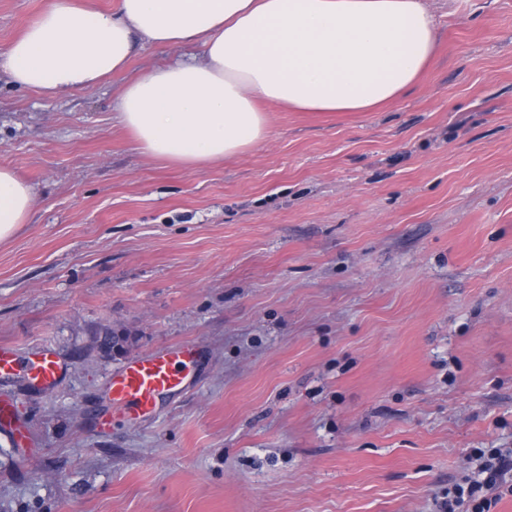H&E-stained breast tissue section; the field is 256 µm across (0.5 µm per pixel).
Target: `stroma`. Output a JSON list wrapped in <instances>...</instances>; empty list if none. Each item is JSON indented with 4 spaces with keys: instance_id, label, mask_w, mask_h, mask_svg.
Listing matches in <instances>:
<instances>
[{
    "instance_id": "35a3bbf8",
    "label": "stroma",
    "mask_w": 512,
    "mask_h": 512,
    "mask_svg": "<svg viewBox=\"0 0 512 512\" xmlns=\"http://www.w3.org/2000/svg\"><path fill=\"white\" fill-rule=\"evenodd\" d=\"M49 2L0 0V53ZM428 2L405 94L268 107L203 169L113 109L174 51L74 93L0 72V165L34 194L0 243V346L61 367L0 379L24 434L0 427V512H434L473 449L512 448V0ZM183 343V390L113 405L115 372ZM24 368L31 379L42 386L53 385L59 372L57 361L54 359L52 353L47 351L29 360Z\"/></svg>"
}]
</instances>
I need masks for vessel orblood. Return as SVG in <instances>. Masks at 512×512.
<instances>
[{"label":"vessel or blood","mask_w":512,"mask_h":512,"mask_svg":"<svg viewBox=\"0 0 512 512\" xmlns=\"http://www.w3.org/2000/svg\"><path fill=\"white\" fill-rule=\"evenodd\" d=\"M193 361L194 351L188 345L165 354L130 361L112 378L114 404L134 416L154 411L160 397L184 387ZM22 367L35 383L43 386L53 385L59 372L57 361L47 351Z\"/></svg>","instance_id":"b4317fda"}]
</instances>
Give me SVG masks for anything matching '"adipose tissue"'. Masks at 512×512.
Listing matches in <instances>:
<instances>
[{
    "label": "adipose tissue",
    "instance_id": "adipose-tissue-1",
    "mask_svg": "<svg viewBox=\"0 0 512 512\" xmlns=\"http://www.w3.org/2000/svg\"><path fill=\"white\" fill-rule=\"evenodd\" d=\"M422 0H112L49 6L0 54L23 89L72 92L122 73L139 48H201L154 67L115 101L143 154L203 168L268 134L260 102L303 112H369L399 98L430 61ZM31 186L0 166V242L27 223Z\"/></svg>",
    "mask_w": 512,
    "mask_h": 512
}]
</instances>
